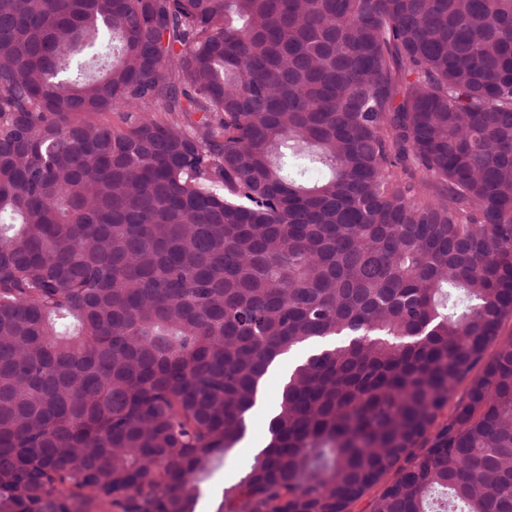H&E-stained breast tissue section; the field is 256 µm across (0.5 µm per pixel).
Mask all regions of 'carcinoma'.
I'll list each match as a JSON object with an SVG mask.
<instances>
[{
    "label": "carcinoma",
    "mask_w": 512,
    "mask_h": 512,
    "mask_svg": "<svg viewBox=\"0 0 512 512\" xmlns=\"http://www.w3.org/2000/svg\"><path fill=\"white\" fill-rule=\"evenodd\" d=\"M509 312L512 0H0V512H195L307 345L216 512H512ZM283 386L282 370H271L261 385L257 403L260 407L253 413L249 433L224 459V463L215 469L209 480L203 486V494L196 507V512H216L222 500L224 487L233 483L241 470L247 467L255 455L245 456L244 448L252 446L254 441L266 440L267 426L273 410L275 411L281 389ZM229 468L235 469V477L232 481L225 480V472Z\"/></svg>",
    "instance_id": "carcinoma-1"
}]
</instances>
